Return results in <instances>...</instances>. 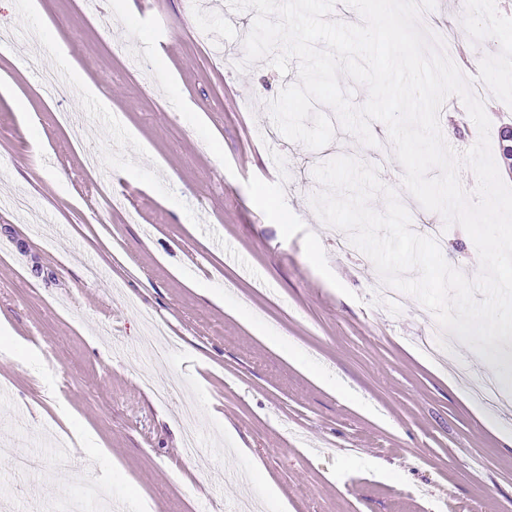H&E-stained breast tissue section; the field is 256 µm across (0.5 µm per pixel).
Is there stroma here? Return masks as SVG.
<instances>
[{"label":"stroma","instance_id":"35a3bbf8","mask_svg":"<svg viewBox=\"0 0 512 512\" xmlns=\"http://www.w3.org/2000/svg\"><path fill=\"white\" fill-rule=\"evenodd\" d=\"M502 2L427 12L449 15L452 57L481 81L494 132L512 120ZM253 17L227 0H0L14 35L0 72L19 89L0 96V512H100L105 497L126 512H235L242 499L258 512H512V406L486 413L452 376L494 371L461 342L448 361L422 351L434 314L376 297L372 261L312 206L313 170L340 155L375 166L414 232L444 226L442 254L470 278L473 241L424 222L390 139L368 147L339 128L313 150L279 131L268 105L296 72L265 58L229 70L213 52L243 50ZM44 69L76 94L48 92ZM439 126L459 154L479 138L457 97ZM228 450L249 484L227 472ZM13 451L40 468L15 473Z\"/></svg>","mask_w":512,"mask_h":512}]
</instances>
